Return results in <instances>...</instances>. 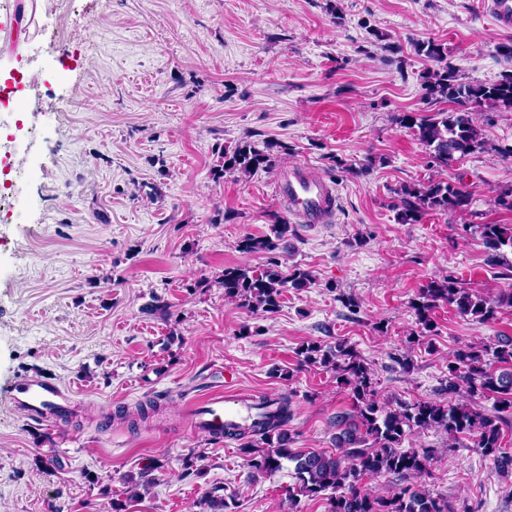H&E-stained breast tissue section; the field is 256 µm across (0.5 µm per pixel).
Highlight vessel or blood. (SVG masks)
Masks as SVG:
<instances>
[{
	"mask_svg": "<svg viewBox=\"0 0 512 512\" xmlns=\"http://www.w3.org/2000/svg\"><path fill=\"white\" fill-rule=\"evenodd\" d=\"M274 191L288 213L301 224H329L335 217L338 193L331 180L314 175L303 165L283 170L274 182ZM10 402L28 416L48 423L59 422L76 404L75 394L40 375L20 377L10 391ZM195 430L219 438L225 427L247 426L257 411L250 400L239 397L233 372H226L223 390L202 395L190 404Z\"/></svg>",
	"mask_w": 512,
	"mask_h": 512,
	"instance_id": "obj_1",
	"label": "vessel or blood"
}]
</instances>
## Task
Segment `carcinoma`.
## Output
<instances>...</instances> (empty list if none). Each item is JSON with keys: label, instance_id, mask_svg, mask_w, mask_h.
Segmentation results:
<instances>
[{"label": "carcinoma", "instance_id": "cac0c4a2", "mask_svg": "<svg viewBox=\"0 0 512 512\" xmlns=\"http://www.w3.org/2000/svg\"><path fill=\"white\" fill-rule=\"evenodd\" d=\"M416 50L429 63L423 76L427 94L437 102L449 101L455 108L419 121L407 112L398 113L393 121L401 128L416 129L417 138L429 150L433 163L446 167L455 155L465 156L485 146L476 115L512 109V74L489 84L459 83L442 44L428 40L417 44ZM270 165L269 154L246 142L232 154H224L216 176L220 179L235 172L247 175ZM470 204L471 193L462 183L431 181L400 188L393 209L398 223L415 224L429 211L462 217ZM477 229L489 251L512 248V225L479 224ZM291 234V225L278 223L273 225L270 236L242 238L238 249L244 254L273 252ZM313 282L311 272L298 265L286 273L270 267L258 272L236 266L224 268L221 284L225 297L271 314L279 307L283 289L306 288ZM441 304L486 322L495 319L500 309L512 308V290L491 297L471 291L452 276L432 280L413 305L424 329L431 330V312ZM298 355L305 363L332 367L339 383L352 389L353 413L336 417L340 428L336 452H294L288 448V437L282 431L291 417L286 398L278 399L275 412L255 427L224 430L225 437L244 441L249 466L255 472L272 475L283 468V461L294 463L295 484L288 490L290 507H296L300 496L314 497L330 490L334 496L329 498V512H454L448 499L421 489H401L389 497H373L359 487L367 475L408 478L428 473V454L400 448L416 428L444 430L452 447L473 437L476 447L493 455L500 465L512 467V455L502 451L500 426L501 413L512 411V338L505 336L492 345H469L457 350L448 361V393L466 394V404L436 400L381 403L375 398L370 369L344 344L324 352L319 345L308 343L302 345ZM492 361L500 364L499 370L491 369ZM477 396L494 397V413L477 408ZM274 431L278 432L275 444L268 440ZM254 436L266 441L268 448H257L251 441Z\"/></svg>", "mask_w": 512, "mask_h": 512}]
</instances>
